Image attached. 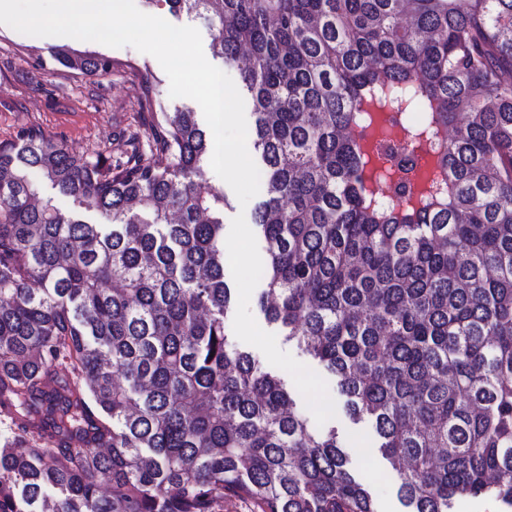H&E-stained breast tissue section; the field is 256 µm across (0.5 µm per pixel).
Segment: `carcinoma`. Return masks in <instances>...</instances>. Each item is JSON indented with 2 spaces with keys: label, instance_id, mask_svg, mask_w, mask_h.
Returning a JSON list of instances; mask_svg holds the SVG:
<instances>
[{
  "label": "carcinoma",
  "instance_id": "carcinoma-1",
  "mask_svg": "<svg viewBox=\"0 0 512 512\" xmlns=\"http://www.w3.org/2000/svg\"><path fill=\"white\" fill-rule=\"evenodd\" d=\"M143 2L206 19L238 69L260 307L371 423L405 512H512V0ZM155 117L116 167L0 143V512H376L336 428L230 342L208 132ZM38 192L40 197L44 199L51 198L53 203H55L64 213L78 214L80 218L90 224L101 223L96 213L84 212L82 209L74 205L70 198H64L58 195L57 191L53 189L51 184L48 182H42L39 186Z\"/></svg>",
  "mask_w": 512,
  "mask_h": 512
}]
</instances>
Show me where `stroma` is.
<instances>
[{
    "label": "stroma",
    "instance_id": "obj_1",
    "mask_svg": "<svg viewBox=\"0 0 512 512\" xmlns=\"http://www.w3.org/2000/svg\"><path fill=\"white\" fill-rule=\"evenodd\" d=\"M69 46L110 57L109 72L84 75L60 65L56 52L60 40L21 34L0 24V141L13 142L33 128L63 142L70 151L116 162L125 142L138 135L141 154H148L152 112H176L195 108L189 98H171L169 79L152 56L133 47L110 48L97 42L69 39ZM150 95L152 110L140 107ZM250 310L264 331L275 334L277 344L308 366L328 384L335 402L331 424L345 446L354 473L369 489L376 512H403L398 478L373 447L370 423H354L346 409L337 379L323 364L286 341L276 325L268 323L258 302Z\"/></svg>",
    "mask_w": 512,
    "mask_h": 512
}]
</instances>
